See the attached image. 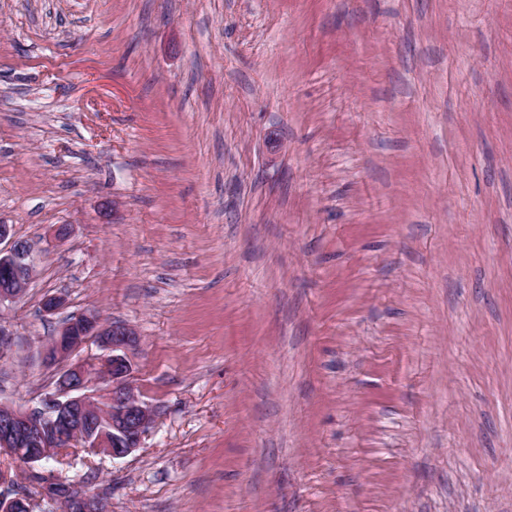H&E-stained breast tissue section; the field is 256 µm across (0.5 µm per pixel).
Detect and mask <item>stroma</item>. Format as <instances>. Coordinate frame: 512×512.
Returning <instances> with one entry per match:
<instances>
[{"mask_svg": "<svg viewBox=\"0 0 512 512\" xmlns=\"http://www.w3.org/2000/svg\"><path fill=\"white\" fill-rule=\"evenodd\" d=\"M0 223V402L94 310L156 411L34 512H512V0H0ZM10 238L9 248H0V307L19 298L33 275L32 245L14 238L11 225L0 224V244ZM43 493L59 505L60 512H101L102 503L84 493L80 483L56 476L45 477Z\"/></svg>", "mask_w": 512, "mask_h": 512, "instance_id": "obj_1", "label": "stroma"}]
</instances>
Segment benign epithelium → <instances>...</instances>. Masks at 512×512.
<instances>
[{
    "instance_id": "obj_1",
    "label": "benign epithelium",
    "mask_w": 512,
    "mask_h": 512,
    "mask_svg": "<svg viewBox=\"0 0 512 512\" xmlns=\"http://www.w3.org/2000/svg\"><path fill=\"white\" fill-rule=\"evenodd\" d=\"M8 238L9 248L0 249V307L19 298L33 275L32 245L14 238L11 225L0 224V242ZM92 336L105 354L94 364L68 363L72 353ZM136 343L132 326L104 325L94 311L65 322L46 349L49 362L66 364L55 390L35 406L0 403V454L34 465L57 448H89L121 458L140 447L155 422V412L130 381L129 351ZM92 378L106 387L88 393ZM43 493L59 505L60 512H102L100 500L84 493L74 480L48 476ZM28 510L24 496L10 489L0 491V512Z\"/></svg>"
}]
</instances>
